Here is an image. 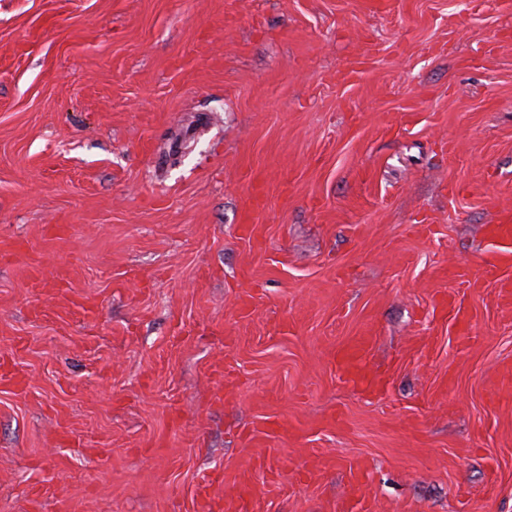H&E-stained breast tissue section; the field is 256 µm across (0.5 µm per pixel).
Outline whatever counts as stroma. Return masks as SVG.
Segmentation results:
<instances>
[{"label":"stroma","mask_w":512,"mask_h":512,"mask_svg":"<svg viewBox=\"0 0 512 512\" xmlns=\"http://www.w3.org/2000/svg\"><path fill=\"white\" fill-rule=\"evenodd\" d=\"M509 211L512 0H0V512H512ZM512 217L510 213L500 216L497 224H489L486 232L488 237L501 244L503 250L498 254V264H510L512 261ZM371 338L368 336H355L344 342L333 353L332 359L338 368L347 375L350 380L356 377L355 369L364 354L370 347ZM224 477H211L204 476L200 479V481L196 485V494L197 497L203 501L205 505L206 511H217L223 512L228 511L224 503V498H215L210 494V490L216 483H223Z\"/></svg>","instance_id":"stroma-1"}]
</instances>
